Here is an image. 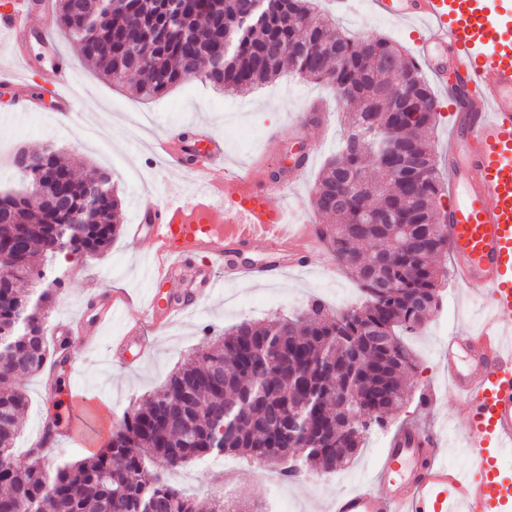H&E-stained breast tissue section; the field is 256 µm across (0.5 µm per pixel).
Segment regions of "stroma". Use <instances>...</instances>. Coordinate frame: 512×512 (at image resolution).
I'll use <instances>...</instances> for the list:
<instances>
[{"label": "stroma", "mask_w": 512, "mask_h": 512, "mask_svg": "<svg viewBox=\"0 0 512 512\" xmlns=\"http://www.w3.org/2000/svg\"><path fill=\"white\" fill-rule=\"evenodd\" d=\"M338 24L355 36L388 37L406 56L416 55L414 26L375 16L369 0H360L354 10L339 17ZM55 40L58 52L50 55L32 35L20 43L0 39V49L12 54V67L35 95L33 110L21 112L15 106L13 89L0 85V189L20 185L12 156L21 148L51 144L86 171L110 172L122 199L125 229L102 254L56 263L65 286L48 312V321L53 327L77 323L82 315L93 314L100 294L107 289L124 290L134 298L133 304L113 314L93 347L83 348L76 339L70 342L69 351L79 360L61 374L67 400L52 438V456L76 461L100 447L128 408L162 385L188 352L202 348L224 329L244 320L296 314L314 298L335 307L336 289L341 284L349 289L347 303L360 301L361 292L342 267L334 266L330 252L320 243L306 267L288 269L269 282L226 284L221 294L204 299L196 311L147 326L153 344L146 353L129 345L115 346L114 338L140 319L138 301L151 293L177 299L185 294L181 283L159 286L149 278L130 225L141 223L147 205L162 204V188L186 186L192 171L208 169L200 152L194 153L187 168L157 163L150 143L187 133L217 137L224 143L226 170L248 169L260 178L284 164L287 150L304 143L308 166L305 172L294 169L288 173L292 184L288 208L295 219L313 222L317 219L314 183L324 162L336 151L343 131V107L326 86L291 74L243 95L218 94L190 79L142 102L82 62L63 35H56ZM62 60L73 64L76 72L71 88L76 106L67 122L59 118L54 93L41 79L44 70ZM298 121L304 124L299 134L291 129ZM486 305V300L469 299L453 278L441 281L437 311L424 329L407 338L416 355V366L408 378L410 401L394 414L391 427L365 435L359 453L342 470L331 475L312 472L302 480L290 481L227 454L177 471L176 483L202 501L220 486L225 497L257 501L262 512H329L338 494L366 484L398 426L416 423L439 430L446 439L460 437L465 408L444 382L447 362L440 358L439 350L451 332L476 325ZM44 382L41 375L24 376L16 382L29 398L14 450L21 463L26 462L27 451L45 424Z\"/></svg>", "instance_id": "1"}]
</instances>
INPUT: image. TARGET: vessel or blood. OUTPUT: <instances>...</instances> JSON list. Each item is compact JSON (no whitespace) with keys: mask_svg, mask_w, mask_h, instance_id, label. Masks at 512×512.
<instances>
[{"mask_svg":"<svg viewBox=\"0 0 512 512\" xmlns=\"http://www.w3.org/2000/svg\"><path fill=\"white\" fill-rule=\"evenodd\" d=\"M371 9L417 24L418 55L446 93L452 140L442 233L456 280L471 295L489 294L491 304L480 326L447 343L448 385L467 409V469L444 462L440 435L410 429L386 448L370 487L337 496L330 512H512V477L501 468L512 458V0H371ZM36 11L35 0H23L0 16V25L23 36ZM74 78L63 63L46 77L65 113L75 108ZM0 83L26 106L30 90L12 67H0ZM250 190L253 199L265 201L268 214L234 201L220 233L172 223L168 208L160 206L151 207L150 223L133 225L150 277L192 286L178 305L151 297L145 309L151 321L197 309L202 296L226 281L260 274L272 279L281 272L276 264L261 270L230 261L233 251L261 246L288 254L291 265H306L308 253L297 243L313 227L295 225L281 205L287 186L254 181ZM127 301L124 294L105 296L100 313L85 321V344Z\"/></svg>","mask_w":512,"mask_h":512,"instance_id":"obj_1","label":"vessel or blood"}]
</instances>
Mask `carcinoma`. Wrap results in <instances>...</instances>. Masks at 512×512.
Instances as JSON below:
<instances>
[{"mask_svg": "<svg viewBox=\"0 0 512 512\" xmlns=\"http://www.w3.org/2000/svg\"><path fill=\"white\" fill-rule=\"evenodd\" d=\"M175 15L176 29L158 25ZM55 24L83 60L141 101L203 72L225 94H245L281 75L323 83L349 103L347 132L313 188L326 221L320 236L361 287L363 301L334 315L319 300L302 313L244 321L189 355L107 444L89 457L53 461L29 449L14 458L27 395L16 379L64 365L45 307L61 280L49 263L63 254L107 250L121 233V200L111 175L88 177L60 154L31 152L18 189L0 191V509L11 512H203L170 479L217 454L241 456L287 479L316 468L333 474L406 401L415 354L404 335L424 326L439 302L448 246L438 199L444 190L428 136L436 100L419 66L388 39L346 35L319 0H57ZM232 49L224 54V43ZM390 138L407 157L392 166ZM104 183L93 222L71 234L84 187ZM41 189L42 207L25 194ZM302 426L308 448L293 435ZM208 512H246L211 494Z\"/></svg>", "mask_w": 512, "mask_h": 512, "instance_id": "obj_1", "label": "carcinoma"}]
</instances>
